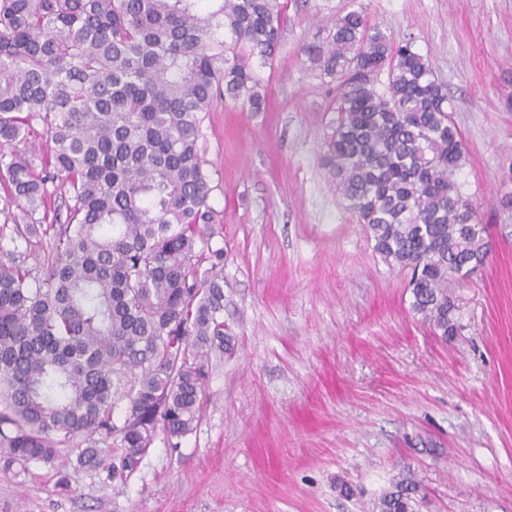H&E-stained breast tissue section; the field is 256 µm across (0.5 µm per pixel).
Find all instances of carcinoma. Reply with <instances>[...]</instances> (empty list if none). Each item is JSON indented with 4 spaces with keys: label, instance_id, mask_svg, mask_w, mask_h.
<instances>
[{
    "label": "carcinoma",
    "instance_id": "1",
    "mask_svg": "<svg viewBox=\"0 0 512 512\" xmlns=\"http://www.w3.org/2000/svg\"><path fill=\"white\" fill-rule=\"evenodd\" d=\"M282 22L279 0H0V144L42 127L44 168L73 200L32 274L48 180L0 154V210L22 202L29 220L0 226L1 470L50 465L64 491L68 465L125 483L157 438L178 448L197 430L213 361L235 341L224 247L202 230L214 215L201 122L227 97L264 109L250 60H273ZM304 53L336 82V190L374 250L411 271L412 310L446 341L448 283L489 251L453 180L466 148L448 94L361 10ZM420 492L399 481L375 512H419Z\"/></svg>",
    "mask_w": 512,
    "mask_h": 512
}]
</instances>
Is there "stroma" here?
Listing matches in <instances>:
<instances>
[{
    "instance_id": "obj_1",
    "label": "stroma",
    "mask_w": 512,
    "mask_h": 512,
    "mask_svg": "<svg viewBox=\"0 0 512 512\" xmlns=\"http://www.w3.org/2000/svg\"><path fill=\"white\" fill-rule=\"evenodd\" d=\"M280 3L275 58L253 66L264 111L228 99L202 122L237 341L197 431L156 442L123 486L73 470L63 492L53 468L0 470V512H372L409 472L420 512H512V0ZM353 9L429 58L467 147L456 180L492 252L450 284L445 342L323 163L336 85L302 48Z\"/></svg>"
}]
</instances>
